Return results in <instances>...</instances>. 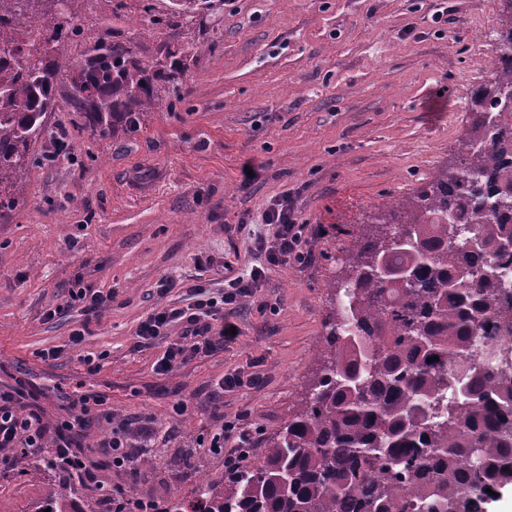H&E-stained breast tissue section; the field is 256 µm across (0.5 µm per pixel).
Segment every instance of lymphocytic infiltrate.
I'll return each instance as SVG.
<instances>
[{
  "instance_id": "obj_1",
  "label": "lymphocytic infiltrate",
  "mask_w": 512,
  "mask_h": 512,
  "mask_svg": "<svg viewBox=\"0 0 512 512\" xmlns=\"http://www.w3.org/2000/svg\"><path fill=\"white\" fill-rule=\"evenodd\" d=\"M262 220L264 224L274 226L275 231L272 238H256L255 249L263 260L253 266L248 275L229 279L226 290L217 299L208 296L203 284L191 285L187 306L155 312L142 322L137 336L143 340L166 335L170 325L175 322L185 324L193 338L189 344L169 342L159 361L161 371H170L196 354L214 352L232 343L235 336L230 332V318L240 300L252 295L267 270L292 259H303L304 227L298 222V213L290 196L284 195L274 200L264 211ZM27 395V389L22 386L11 391L0 390V448H21L33 454L50 450L54 463L60 464L64 472L81 473L88 486L99 487L91 455L79 452L78 447L87 427L105 416L104 398L98 395L82 396L68 417L49 424L36 410L21 406V399ZM102 452L108 457L112 469L133 474L145 449L130 446L125 428L119 424L112 427L102 444Z\"/></svg>"
}]
</instances>
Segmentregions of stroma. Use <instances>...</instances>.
I'll return each instance as SVG.
<instances>
[{"label":"stroma","mask_w":512,"mask_h":512,"mask_svg":"<svg viewBox=\"0 0 512 512\" xmlns=\"http://www.w3.org/2000/svg\"><path fill=\"white\" fill-rule=\"evenodd\" d=\"M82 0L54 54L71 62L121 38L157 65L170 45L190 55L180 93L162 91L135 131L102 138L68 96L62 69L47 134L15 180L18 200L0 219V388L23 379L45 421L73 410L80 393L105 396L109 417L85 432L93 452L112 426L132 444L152 438L161 463L137 476L102 465L103 482L167 502L194 501L201 475H224L223 454L200 437L242 418L253 453L301 403L318 368L324 324L344 281L352 226L432 180L470 129L468 102L486 78L494 32L473 24L502 0H225L221 20L152 23L144 0ZM68 155L50 160L56 138ZM292 194L305 226L304 260L268 270L233 315L234 343L169 372L166 338L139 342L152 313L183 306L186 286L224 290V264L250 270L272 200ZM175 280L176 288L160 284ZM107 294L95 314L78 289ZM81 339H74L76 329ZM53 356L42 359L44 351ZM98 369L87 373L84 357ZM261 382L213 399L226 375ZM185 413L173 417L172 406ZM0 512H34L53 474L26 479L30 455L0 449Z\"/></svg>","instance_id":"35a3bbf8"}]
</instances>
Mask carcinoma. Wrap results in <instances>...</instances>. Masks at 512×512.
<instances>
[{
    "label": "carcinoma",
    "instance_id": "obj_1",
    "mask_svg": "<svg viewBox=\"0 0 512 512\" xmlns=\"http://www.w3.org/2000/svg\"><path fill=\"white\" fill-rule=\"evenodd\" d=\"M79 0H0V219L55 108L50 45L76 34ZM185 18L224 13V0H169ZM512 53V11L497 21ZM73 71L70 98L86 126L117 136L142 121L158 87L179 85L183 50L139 64L123 43L94 46ZM512 65H494L472 97L481 114L454 162L352 232L350 275L325 323L307 396L265 440L249 469L204 478L192 512H487L512 484V112L496 92ZM413 240L393 248L392 236ZM406 272L394 279L378 260ZM479 344L495 348L484 362ZM439 360L430 362L428 358ZM82 489L49 486L36 512H76Z\"/></svg>",
    "mask_w": 512,
    "mask_h": 512
}]
</instances>
